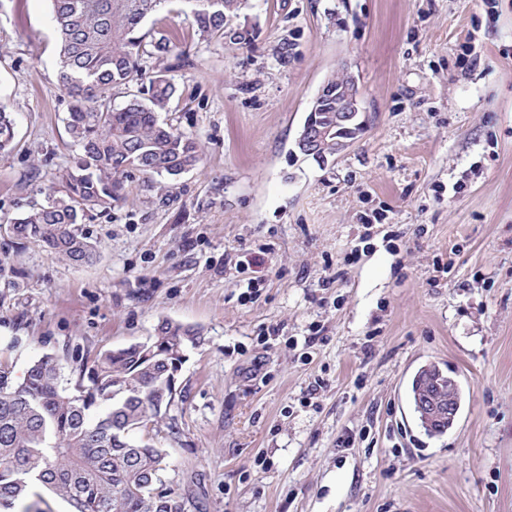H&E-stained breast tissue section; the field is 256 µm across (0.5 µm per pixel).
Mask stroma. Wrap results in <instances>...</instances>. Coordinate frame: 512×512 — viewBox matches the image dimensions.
<instances>
[{"label":"stroma","mask_w":512,"mask_h":512,"mask_svg":"<svg viewBox=\"0 0 512 512\" xmlns=\"http://www.w3.org/2000/svg\"><path fill=\"white\" fill-rule=\"evenodd\" d=\"M184 7L144 21L170 49L142 64L202 161L132 172L76 266L11 230L74 149L49 0L0 5V364L69 376L199 328L154 435L182 512H512V0H249L244 47ZM345 65L363 129L321 164L295 141ZM431 363L462 389L432 437L410 402Z\"/></svg>","instance_id":"obj_1"}]
</instances>
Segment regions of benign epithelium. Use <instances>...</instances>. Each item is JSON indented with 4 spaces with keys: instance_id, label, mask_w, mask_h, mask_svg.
Instances as JSON below:
<instances>
[{
    "instance_id": "1",
    "label": "benign epithelium",
    "mask_w": 512,
    "mask_h": 512,
    "mask_svg": "<svg viewBox=\"0 0 512 512\" xmlns=\"http://www.w3.org/2000/svg\"><path fill=\"white\" fill-rule=\"evenodd\" d=\"M344 79H327L313 99L312 107L297 139V146L316 157L325 155L326 144H336L342 151L362 130L359 121L362 112L357 78L349 67L342 68ZM460 409V399L450 397L437 401L425 394L414 401L418 419L431 431L442 429V424H453Z\"/></svg>"
}]
</instances>
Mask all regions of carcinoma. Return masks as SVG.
Here are the masks:
<instances>
[{
	"label": "carcinoma",
	"mask_w": 512,
	"mask_h": 512,
	"mask_svg": "<svg viewBox=\"0 0 512 512\" xmlns=\"http://www.w3.org/2000/svg\"><path fill=\"white\" fill-rule=\"evenodd\" d=\"M59 41V79L71 99L67 130L78 148L58 176L61 194L11 221L21 239L36 238L72 264H87L93 247L74 225L84 212L106 211L122 199L136 170L174 178L194 168L201 147L159 122L174 86L149 73L140 34L144 19L165 0H49ZM200 36L249 45L253 29L234 23L248 0H186ZM148 82L149 103L109 105L112 88ZM15 121L0 108V154L13 148ZM200 332L168 319L143 343L101 354L80 368L69 387L59 361L46 354L22 380L0 366V512H49L40 486L66 498L75 512H182L181 493L162 480L167 453L151 443L177 394V372ZM445 399L458 393L454 378L435 367L412 380L411 396Z\"/></svg>",
	"instance_id": "cac0c4a2"
}]
</instances>
